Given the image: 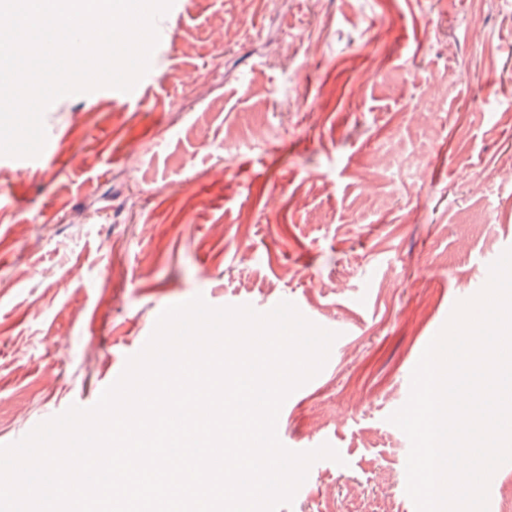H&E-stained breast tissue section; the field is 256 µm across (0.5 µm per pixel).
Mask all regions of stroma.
Instances as JSON below:
<instances>
[{
  "mask_svg": "<svg viewBox=\"0 0 512 512\" xmlns=\"http://www.w3.org/2000/svg\"><path fill=\"white\" fill-rule=\"evenodd\" d=\"M137 97L67 95L0 160V442L93 403L159 310L341 327L279 438L340 455L284 512H415L390 415L512 248V0H174ZM122 242L115 250L114 242Z\"/></svg>",
  "mask_w": 512,
  "mask_h": 512,
  "instance_id": "obj_1",
  "label": "stroma"
}]
</instances>
